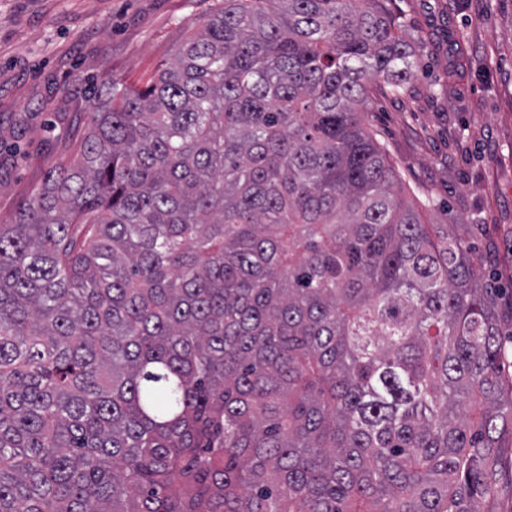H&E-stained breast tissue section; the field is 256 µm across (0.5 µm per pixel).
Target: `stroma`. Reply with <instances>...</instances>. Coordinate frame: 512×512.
<instances>
[{
	"mask_svg": "<svg viewBox=\"0 0 512 512\" xmlns=\"http://www.w3.org/2000/svg\"><path fill=\"white\" fill-rule=\"evenodd\" d=\"M219 0H0V224L68 163L107 77L142 84ZM422 47L410 89L368 114L424 213L459 224L512 306V0H396Z\"/></svg>",
	"mask_w": 512,
	"mask_h": 512,
	"instance_id": "obj_1",
	"label": "stroma"
}]
</instances>
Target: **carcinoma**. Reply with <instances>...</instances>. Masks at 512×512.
<instances>
[{"instance_id": "1", "label": "carcinoma", "mask_w": 512, "mask_h": 512, "mask_svg": "<svg viewBox=\"0 0 512 512\" xmlns=\"http://www.w3.org/2000/svg\"><path fill=\"white\" fill-rule=\"evenodd\" d=\"M393 0H222L0 224V512H497L504 310L367 127Z\"/></svg>"}]
</instances>
